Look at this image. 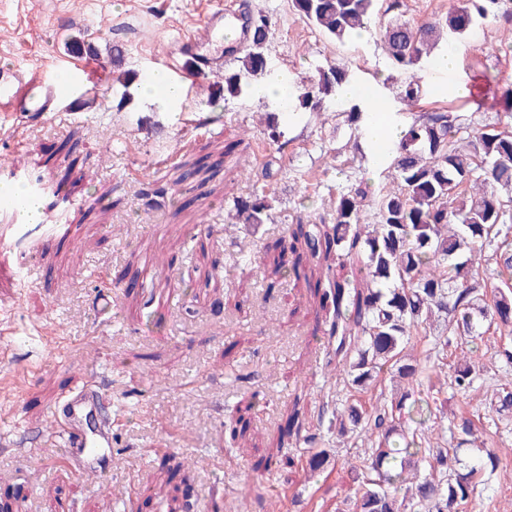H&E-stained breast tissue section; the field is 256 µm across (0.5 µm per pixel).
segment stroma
Wrapping results in <instances>:
<instances>
[{
	"mask_svg": "<svg viewBox=\"0 0 512 512\" xmlns=\"http://www.w3.org/2000/svg\"><path fill=\"white\" fill-rule=\"evenodd\" d=\"M212 0H0V67L40 69L71 93L59 114L27 127L0 114V191L41 196L40 223L0 203V512H352L355 473L369 448L316 421L318 407L349 395L330 363L318 308L304 281H270L274 246H286L297 218L332 222L337 187L377 185L388 167L369 140L354 136L349 103L321 116L281 115L286 142L264 136L275 101L246 94L212 103L210 78L183 87L174 109L142 98L139 81L162 69L179 35ZM275 33L268 68L298 84L350 61L355 81L394 99L406 75L389 69L373 15L353 44L340 47L288 0H248ZM136 82L97 71L113 45ZM438 53L453 52L447 74L424 71L420 115L452 108L466 127L506 119L492 85L512 86V21L491 19ZM87 65L72 84L73 62ZM460 85L465 95L450 94ZM283 170L271 185L270 220L225 230L224 215L253 194L266 163ZM167 185L165 203L147 206L149 182ZM64 234L40 247L54 226ZM473 357L484 367L474 387L454 389L444 366L429 396L435 432L457 447L450 427L473 415L501 464L491 498L462 512H512V410L485 396L512 387V325L481 324ZM94 379L112 404L109 473L91 480L63 461L48 429L63 395ZM323 437L335 460L308 471L311 450L281 439L291 409Z\"/></svg>",
	"mask_w": 512,
	"mask_h": 512,
	"instance_id": "stroma-1",
	"label": "stroma"
}]
</instances>
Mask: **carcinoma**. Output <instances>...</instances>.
<instances>
[{
  "mask_svg": "<svg viewBox=\"0 0 512 512\" xmlns=\"http://www.w3.org/2000/svg\"><path fill=\"white\" fill-rule=\"evenodd\" d=\"M378 0H289L306 22L343 46L367 28ZM499 0H451L442 23L419 27L399 19L382 26L381 39L391 69L418 70L398 93L410 106L424 88L421 72L441 40L464 37L494 15ZM250 37L238 67L224 71V98L251 90V79L267 69L266 50L272 24L259 9L248 11ZM351 78L349 63L338 62L319 72L299 90L283 112L304 110L318 116L323 103ZM458 115L451 110L425 112L406 125L390 143L391 158L384 181L341 189L332 201L334 223L300 221L291 228L290 250L317 259L321 275L314 294L325 312L328 343L334 346L345 384L366 389L387 364L408 380L382 403L365 407L352 400L343 412L322 407L318 421L336 426L341 437L361 429L370 444L366 475L355 497V512H401L400 494L410 495L413 512H458V507L487 490L485 472H495L501 458L485 449L462 472L457 449L435 445L426 436L432 420L430 402L420 397L423 378L438 367L416 359H397L413 331L434 318L443 320V348L452 338L470 334L484 321L512 322V284L504 279L488 291L493 261L512 274V126L474 127L467 141L456 138ZM267 194L233 199L225 225L262 224L274 209ZM374 211L378 220L367 222ZM501 239L502 251L486 255ZM483 367L462 357L451 383L466 391ZM458 445L471 443L472 418L453 423ZM304 441L316 449L307 460L317 472L329 459L314 434ZM428 466L420 473L417 463Z\"/></svg>",
  "mask_w": 512,
  "mask_h": 512,
  "instance_id": "carcinoma-1",
  "label": "carcinoma"
}]
</instances>
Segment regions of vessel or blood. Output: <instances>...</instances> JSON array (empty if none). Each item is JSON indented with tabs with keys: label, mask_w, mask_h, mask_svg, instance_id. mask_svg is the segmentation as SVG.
Segmentation results:
<instances>
[{
	"label": "vessel or blood",
	"mask_w": 512,
	"mask_h": 512,
	"mask_svg": "<svg viewBox=\"0 0 512 512\" xmlns=\"http://www.w3.org/2000/svg\"><path fill=\"white\" fill-rule=\"evenodd\" d=\"M233 5L211 10L200 28L187 31L179 42V52L194 57L191 78L198 79L224 68L225 56L216 45L224 39V19L234 14ZM215 46L210 55H197V48ZM62 88L49 80L45 72L5 67L0 69V112L22 119L39 113L56 111L64 98ZM104 395L94 384L85 385L81 392L66 396L63 411L54 422L66 448L69 464L83 475L101 472L102 465L112 459V425L97 426L92 417L98 412Z\"/></svg>",
	"instance_id": "1"
}]
</instances>
